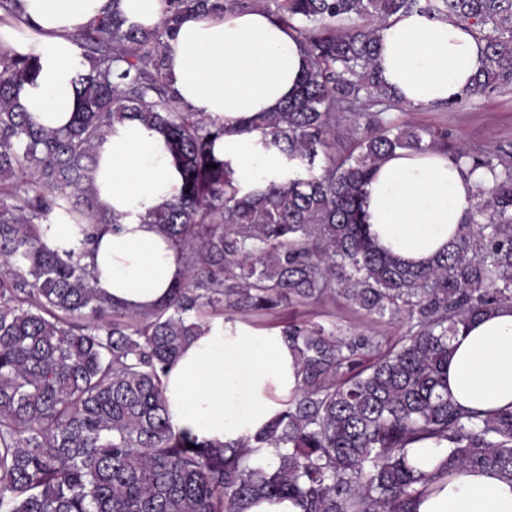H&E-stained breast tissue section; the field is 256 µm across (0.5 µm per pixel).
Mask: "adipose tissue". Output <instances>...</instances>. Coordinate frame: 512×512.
Returning <instances> with one entry per match:
<instances>
[{
  "label": "adipose tissue",
  "mask_w": 512,
  "mask_h": 512,
  "mask_svg": "<svg viewBox=\"0 0 512 512\" xmlns=\"http://www.w3.org/2000/svg\"><path fill=\"white\" fill-rule=\"evenodd\" d=\"M119 10L127 23L156 26L162 0H20L17 18L0 24V44L16 45L20 29H35L28 44L40 58L35 84L20 102L41 126L67 127L77 110L74 81L90 64L72 35ZM168 83L195 112L224 122L215 150L230 161L248 192L282 177L280 157L259 134L240 135L239 120L274 112L291 98L305 68L297 32L260 10L216 17L185 15L165 46ZM484 45L453 20L417 12L391 18L380 31L376 64L395 95L417 108H438L460 96L478 73ZM483 172L466 174L440 152L395 151L365 188L363 211L377 246L416 264L442 252L469 216ZM181 184L167 136L137 119L115 123L97 148L92 190L102 212L120 215L119 228L100 226L84 243L72 224H55L45 243L54 250L86 249L91 283L127 309L151 308L183 273L176 250L148 215ZM448 397L486 414L512 409V304L468 322L452 339ZM174 432L208 442L236 441L275 416L298 386L297 366L277 331L245 328L217 317L168 366L163 377ZM416 512H512V481L492 469L452 472L435 479Z\"/></svg>",
  "instance_id": "obj_1"
}]
</instances>
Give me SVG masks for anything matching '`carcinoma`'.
<instances>
[{"instance_id":"carcinoma-1","label":"carcinoma","mask_w":512,"mask_h":512,"mask_svg":"<svg viewBox=\"0 0 512 512\" xmlns=\"http://www.w3.org/2000/svg\"><path fill=\"white\" fill-rule=\"evenodd\" d=\"M152 28L118 10L73 36L91 62L64 131L19 101L39 58L0 44V512H244L294 498L304 512H413L431 482L413 445L448 442L440 472L491 468L512 481V410L481 415L448 400L458 326L512 303V161L448 145L444 128L383 118L409 107L376 68L379 32L399 13L454 19L485 46L462 96L512 87V0H164ZM259 8L306 49L297 93L240 121L292 173L244 194L215 151L224 124L183 106L165 78V39L191 12ZM137 117L170 139L182 182L150 223L177 249L183 277L132 312L91 284L86 251L59 253L41 225L101 224L91 193L96 146ZM348 144L336 150V126ZM440 150L483 170L458 236L425 267L381 251L363 190L395 150ZM341 298L367 316L401 314L396 341L345 336L318 305ZM308 309L305 316L288 310ZM226 312L279 329L299 366L297 392L255 434L212 445L176 434L162 375Z\"/></svg>"}]
</instances>
